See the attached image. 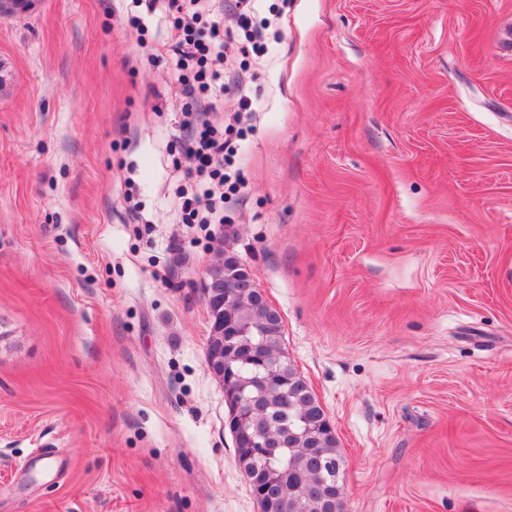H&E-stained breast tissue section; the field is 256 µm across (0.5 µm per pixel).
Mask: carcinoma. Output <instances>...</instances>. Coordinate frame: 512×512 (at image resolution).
<instances>
[{"label":"carcinoma","instance_id":"1","mask_svg":"<svg viewBox=\"0 0 512 512\" xmlns=\"http://www.w3.org/2000/svg\"><path fill=\"white\" fill-rule=\"evenodd\" d=\"M202 289L213 310L215 334L209 338L212 374L227 392H243L257 411L246 431L265 438L271 457L256 456L242 467L252 494L286 498L292 512H330L324 504L335 496V512H345L343 487H331L328 466L341 469L338 441L326 429L327 415L309 384L283 348L282 317L273 306L258 308L257 289L248 266L230 244L219 250ZM234 322L240 335H224V322ZM232 352L234 381L224 383V351Z\"/></svg>","mask_w":512,"mask_h":512}]
</instances>
